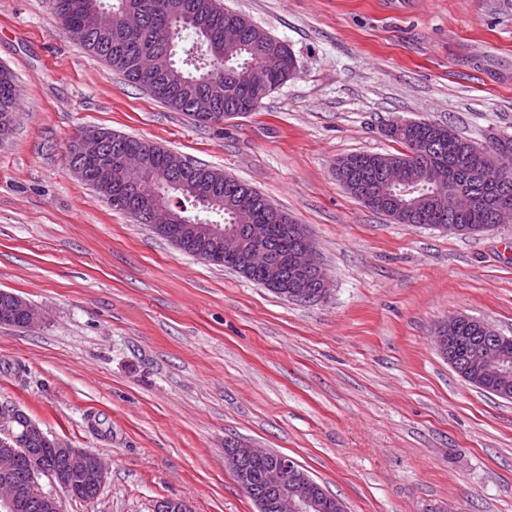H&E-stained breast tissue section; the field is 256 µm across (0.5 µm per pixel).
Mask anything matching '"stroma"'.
Returning <instances> with one entry per match:
<instances>
[{"mask_svg": "<svg viewBox=\"0 0 512 512\" xmlns=\"http://www.w3.org/2000/svg\"><path fill=\"white\" fill-rule=\"evenodd\" d=\"M285 41L296 74L259 111L197 125L90 57L46 0H0L20 112L0 144V403L99 453L95 502L62 512H257L233 438L294 458L345 512H512V400L466 383L436 327L512 336V224H398L336 162L393 153L397 118L480 144L512 135V0H224ZM149 140L250 184L306 228L330 281L302 304L179 253L69 172L77 129Z\"/></svg>", "mask_w": 512, "mask_h": 512, "instance_id": "1", "label": "stroma"}]
</instances>
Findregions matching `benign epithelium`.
Returning a JSON list of instances; mask_svg holds the SVG:
<instances>
[{"label": "benign epithelium", "mask_w": 512, "mask_h": 512, "mask_svg": "<svg viewBox=\"0 0 512 512\" xmlns=\"http://www.w3.org/2000/svg\"><path fill=\"white\" fill-rule=\"evenodd\" d=\"M228 38L239 42L248 38L257 53L262 54L269 46L270 36L256 25L235 26L228 30ZM208 88L207 100L216 102L224 98V83L210 75L203 79ZM112 138L109 130L93 129L78 137L80 153L87 159L102 157L104 146ZM166 171L172 179H146L134 182V175L125 166L123 158L117 157L105 166L104 180L98 186L99 193L113 209L125 212L149 224L157 234H166L174 225H181L185 240L195 241L202 238L211 243L210 251L196 254V258L208 262L223 264L229 261L242 262L250 267L253 260L264 256L266 283L277 285L281 281L282 263L289 264L299 281V287L283 289V296L300 303L323 300L329 291V281L322 267L313 241L301 234L303 245L289 259L280 261L273 252L262 245L264 230L260 224L245 222L242 212H237L233 224H211L188 220L178 214L182 210V198L173 196L162 198L158 188L167 185L181 188L195 176V167L179 154H170L166 162ZM418 179L426 180L436 195L443 199L444 169L438 165L425 167ZM208 187L196 185L197 196L194 205L207 206L218 191L215 181ZM397 187L406 194L419 189L415 183L401 178V168L388 163L382 167L375 181L374 193L377 196L388 188ZM11 309L26 314L25 325L36 327L42 320V313L27 300L12 295ZM470 320L465 315H457L448 322V335H443V327H438L435 345L441 353H446V343L454 339L457 327L463 321ZM482 336L480 345L472 358V367L481 376L494 378L498 387L504 391L512 388V355L500 344L503 334L483 320H475ZM50 444L55 448L59 463L49 466L42 461L36 446ZM271 451L256 448L253 445L228 440L224 444V457L229 469L237 474V483L241 490L254 502L258 512H323V497L320 489L302 474L297 462L281 455L271 464L261 477L262 491L244 475L246 464L264 459ZM84 475L91 485L89 500H95L108 478V469L101 457L90 450L72 448L56 438H49L47 432L18 407L0 403V512H60L58 493L73 489L76 476ZM49 478L51 489L42 488L39 479Z\"/></svg>", "instance_id": "1"}]
</instances>
